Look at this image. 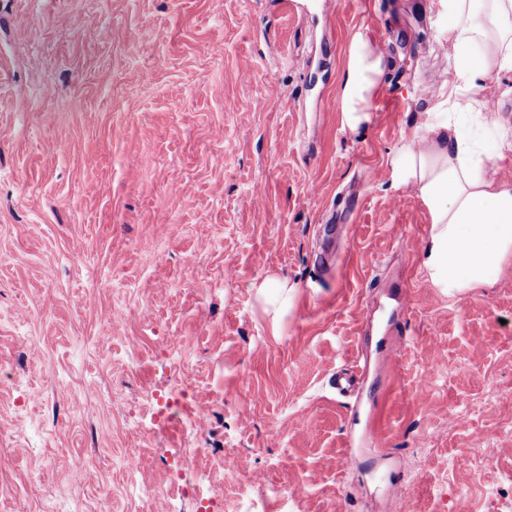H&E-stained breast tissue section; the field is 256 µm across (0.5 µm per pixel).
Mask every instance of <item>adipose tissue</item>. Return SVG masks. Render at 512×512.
Returning <instances> with one entry per match:
<instances>
[{
	"label": "adipose tissue",
	"mask_w": 512,
	"mask_h": 512,
	"mask_svg": "<svg viewBox=\"0 0 512 512\" xmlns=\"http://www.w3.org/2000/svg\"><path fill=\"white\" fill-rule=\"evenodd\" d=\"M442 5L457 88L480 90L490 71H512V0ZM346 53L339 110L343 127L355 132L371 122L392 62L365 25L350 34ZM492 158L512 159V133L502 132L488 155L457 114L438 112L403 138L390 160L394 182L413 187L428 209L423 265L434 285L451 293L486 283L512 256V184L494 178L487 166Z\"/></svg>",
	"instance_id": "obj_1"
}]
</instances>
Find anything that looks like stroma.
Segmentation results:
<instances>
[{"instance_id":"1","label":"stroma","mask_w":512,"mask_h":512,"mask_svg":"<svg viewBox=\"0 0 512 512\" xmlns=\"http://www.w3.org/2000/svg\"><path fill=\"white\" fill-rule=\"evenodd\" d=\"M442 23L440 0H0V512H512V258L437 288L389 165L451 109ZM361 24L393 69L353 133ZM486 82L475 111L512 125V72Z\"/></svg>"}]
</instances>
